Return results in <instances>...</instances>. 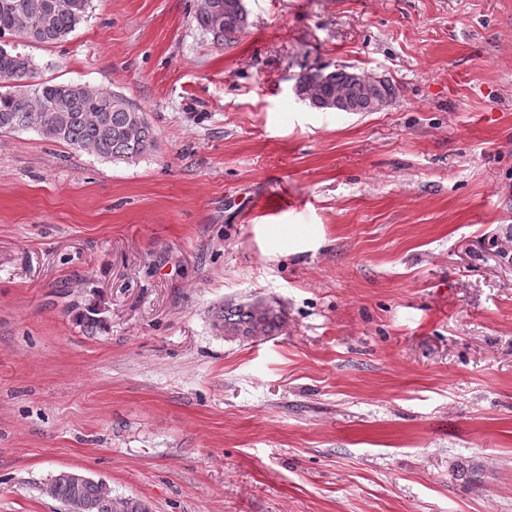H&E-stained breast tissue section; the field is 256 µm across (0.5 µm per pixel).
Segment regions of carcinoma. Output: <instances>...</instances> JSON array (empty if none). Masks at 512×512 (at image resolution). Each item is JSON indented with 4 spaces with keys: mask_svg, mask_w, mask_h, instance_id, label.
<instances>
[{
    "mask_svg": "<svg viewBox=\"0 0 512 512\" xmlns=\"http://www.w3.org/2000/svg\"><path fill=\"white\" fill-rule=\"evenodd\" d=\"M91 0H0V133L34 130L47 140L75 150L89 149L104 158L135 160L154 144V130L145 113L126 97L68 82L42 81L34 61L5 40L16 36L30 43H56L85 19ZM221 5L218 16L196 12L201 28L214 39H228L242 31L247 15L242 0H213ZM298 79L311 82L305 98L322 112H372L396 97L387 79L366 81L347 68L328 73L308 71ZM139 117L133 137L127 129ZM218 327L231 340L251 339L277 330L281 318L260 302L226 306L217 315ZM54 498L69 504L81 499L87 512H111L101 496L100 482L79 479L62 471L48 485Z\"/></svg>",
    "mask_w": 512,
    "mask_h": 512,
    "instance_id": "1",
    "label": "carcinoma"
}]
</instances>
